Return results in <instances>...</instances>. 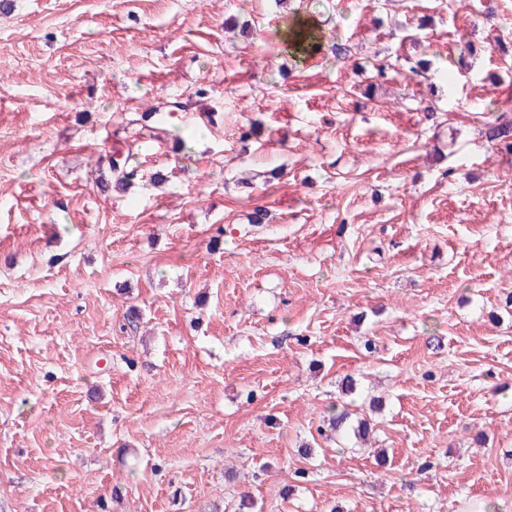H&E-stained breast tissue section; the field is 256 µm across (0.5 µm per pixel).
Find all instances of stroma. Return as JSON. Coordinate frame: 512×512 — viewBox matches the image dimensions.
Segmentation results:
<instances>
[{
  "label": "stroma",
  "instance_id": "35a3bbf8",
  "mask_svg": "<svg viewBox=\"0 0 512 512\" xmlns=\"http://www.w3.org/2000/svg\"><path fill=\"white\" fill-rule=\"evenodd\" d=\"M501 115L512 0H9L0 512H512ZM285 36L291 40L290 46L295 55H306L319 47L318 31L297 21L287 29ZM109 167L112 169V182L101 183V187L107 190L113 186L117 192H126L140 175L134 166L121 167L116 158H110ZM350 419L351 414L348 409L344 405L334 403L330 405L327 417H324L323 428L337 435L348 427ZM323 428L319 430L320 433H323Z\"/></svg>",
  "mask_w": 512,
  "mask_h": 512
}]
</instances>
